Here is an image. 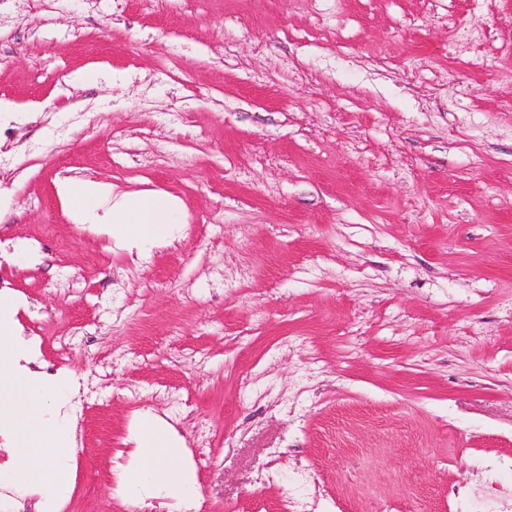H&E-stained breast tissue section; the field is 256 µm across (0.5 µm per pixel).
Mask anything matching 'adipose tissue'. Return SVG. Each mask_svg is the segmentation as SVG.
Returning <instances> with one entry per match:
<instances>
[{
    "mask_svg": "<svg viewBox=\"0 0 512 512\" xmlns=\"http://www.w3.org/2000/svg\"><path fill=\"white\" fill-rule=\"evenodd\" d=\"M59 194L81 223L92 225L124 247L144 252L169 245L181 231L179 200L164 191L127 193L106 205V186L85 179H64ZM14 303L0 294V427L12 434L15 466L0 472V482L34 485L60 500L70 488L65 467L73 455L71 437L63 426L47 427L44 418L51 397L63 395L65 380H45L29 367L27 350L16 339ZM133 462L121 476L130 488L164 487L192 501L197 488L184 470L179 443L160 420L146 418L135 426Z\"/></svg>",
    "mask_w": 512,
    "mask_h": 512,
    "instance_id": "ef3b65f1",
    "label": "adipose tissue"
}]
</instances>
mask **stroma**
<instances>
[{"mask_svg":"<svg viewBox=\"0 0 512 512\" xmlns=\"http://www.w3.org/2000/svg\"><path fill=\"white\" fill-rule=\"evenodd\" d=\"M0 102V292L37 366L81 327L70 512H166L119 489L147 413L209 421L201 512L512 500L471 468L512 457V0H0ZM66 177L182 230L131 254ZM109 190L85 179H64L59 194L80 223L90 224L139 253L169 245L181 231L183 210L179 200L164 191L123 194L105 206Z\"/></svg>","mask_w":512,"mask_h":512,"instance_id":"35a3bbf8","label":"stroma"}]
</instances>
